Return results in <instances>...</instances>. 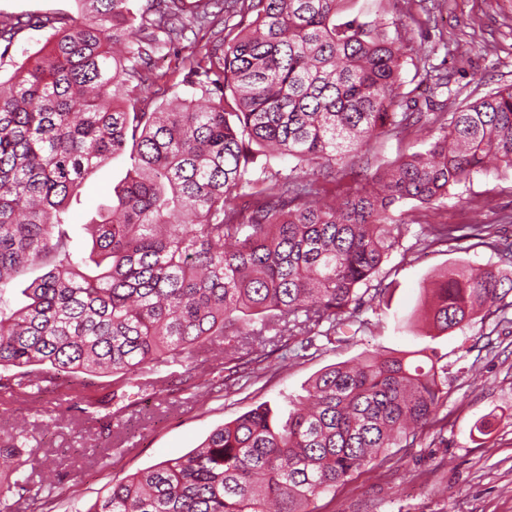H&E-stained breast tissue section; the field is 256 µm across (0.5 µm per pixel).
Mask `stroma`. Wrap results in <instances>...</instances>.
<instances>
[{
	"instance_id": "stroma-1",
	"label": "stroma",
	"mask_w": 512,
	"mask_h": 512,
	"mask_svg": "<svg viewBox=\"0 0 512 512\" xmlns=\"http://www.w3.org/2000/svg\"><path fill=\"white\" fill-rule=\"evenodd\" d=\"M379 5L389 17L407 22L402 37L410 63L404 68L403 92L420 95L423 75L413 63L424 58L452 72V110L512 86V0L351 2L356 10ZM49 35V30L29 27L12 43L1 42L0 77L9 78ZM154 70L162 76L164 93L141 101V111H154L165 98L195 96L194 77L169 73L163 59ZM421 136L418 130L379 136L366 155L374 166L395 161L416 151ZM126 168L122 156L85 180L81 200L69 215L76 241H83V224L109 201ZM509 214L512 175L476 177L434 209L414 201L400 204L393 211L404 226L400 245L378 273L379 280L394 287L389 305L366 302L360 317L367 325L349 341L322 344L285 368L270 357L268 369L247 388L207 392L206 381L217 379L223 363L205 353L198 359L195 387L178 384L132 407L113 421L110 435L101 434L97 422L71 408L77 397L100 400L111 392V378L93 376L76 392L64 382L26 397L0 395V437L26 427L36 450L24 459L32 486L50 480L61 487L51 512H86L112 482L197 448L214 429L256 404L268 402L288 412L290 401L306 396L312 380L330 366L378 350L426 346L424 287L450 264H496L500 258L470 239L424 247V226L498 224ZM434 345L448 366L441 376L448 399L433 423L418 433L412 447L391 449L385 460L318 497L315 512H512V335L497 334L492 321L476 319ZM59 404L66 405V412L49 418V409ZM482 418L489 426L480 432L475 424ZM73 482L78 485L74 496L68 491Z\"/></svg>"
}]
</instances>
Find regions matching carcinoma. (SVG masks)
<instances>
[{
	"mask_svg": "<svg viewBox=\"0 0 512 512\" xmlns=\"http://www.w3.org/2000/svg\"><path fill=\"white\" fill-rule=\"evenodd\" d=\"M35 56L0 80V393L26 395L60 378L112 377L105 400L81 412L110 430L135 393L157 394L138 372L224 346V385L262 369L285 337L327 342L354 324L364 299L383 303L392 284L370 286L397 249L392 207H438L477 175L512 171V88L446 111L435 78L419 101L401 92L399 23L349 11V0H75ZM238 18L235 35L221 25ZM37 18L0 19L10 43ZM191 44L175 69L200 78L201 98L176 97L138 111L156 53ZM427 131L424 149L369 172L380 135ZM130 168L112 201L84 225L80 253L69 208L86 177L114 156ZM255 153L293 166L250 177ZM357 187L320 199V181L345 171ZM248 189L244 213L231 201ZM471 238L512 266L496 224H429L428 245ZM46 271L5 292L18 273ZM440 333L473 319L509 323L512 271L455 264L427 289ZM437 348L374 352L313 381L285 419L265 403L213 430L201 446L131 474L86 512H314L310 504L392 448H408L446 398ZM137 392H132V389ZM0 448V512L45 510L48 483L32 490L14 459L23 430Z\"/></svg>",
	"mask_w": 512,
	"mask_h": 512,
	"instance_id": "obj_1",
	"label": "carcinoma"
}]
</instances>
